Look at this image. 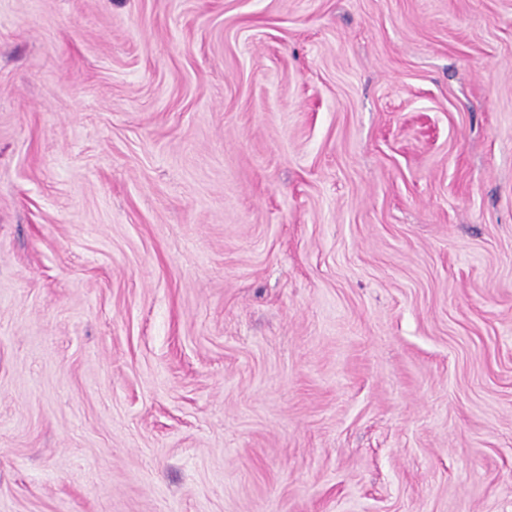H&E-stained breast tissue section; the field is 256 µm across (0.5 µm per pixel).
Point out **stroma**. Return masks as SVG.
Instances as JSON below:
<instances>
[{"instance_id": "obj_1", "label": "stroma", "mask_w": 512, "mask_h": 512, "mask_svg": "<svg viewBox=\"0 0 512 512\" xmlns=\"http://www.w3.org/2000/svg\"><path fill=\"white\" fill-rule=\"evenodd\" d=\"M0 512H512V0H0Z\"/></svg>"}]
</instances>
